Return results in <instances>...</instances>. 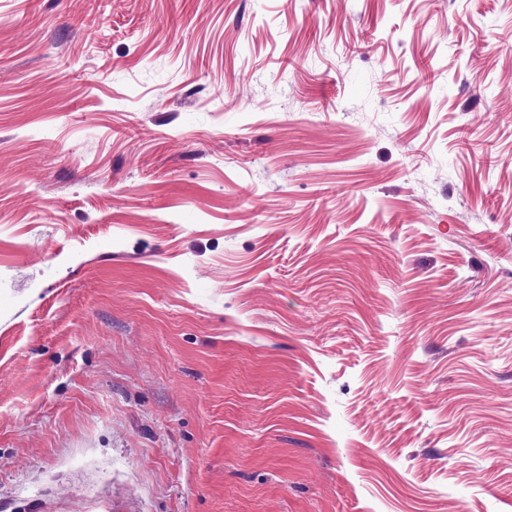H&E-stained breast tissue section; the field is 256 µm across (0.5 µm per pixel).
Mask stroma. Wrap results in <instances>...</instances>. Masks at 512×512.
<instances>
[{
    "mask_svg": "<svg viewBox=\"0 0 512 512\" xmlns=\"http://www.w3.org/2000/svg\"><path fill=\"white\" fill-rule=\"evenodd\" d=\"M0 512H512V0H0Z\"/></svg>",
    "mask_w": 512,
    "mask_h": 512,
    "instance_id": "1",
    "label": "stroma"
}]
</instances>
